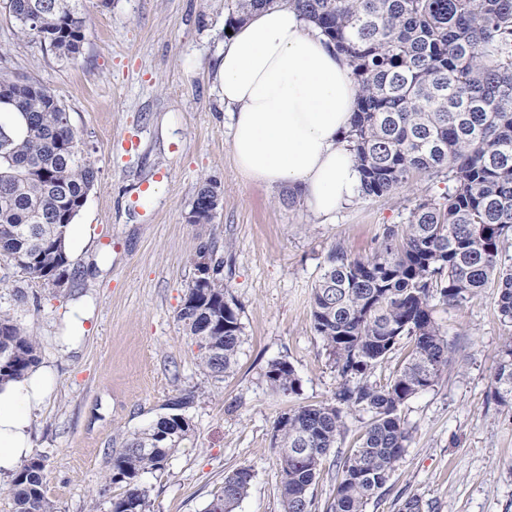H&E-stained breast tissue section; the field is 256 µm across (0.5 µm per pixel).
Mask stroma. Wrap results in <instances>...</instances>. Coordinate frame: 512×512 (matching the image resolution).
<instances>
[{
	"label": "stroma",
	"mask_w": 512,
	"mask_h": 512,
	"mask_svg": "<svg viewBox=\"0 0 512 512\" xmlns=\"http://www.w3.org/2000/svg\"><path fill=\"white\" fill-rule=\"evenodd\" d=\"M88 34L78 59L19 34L0 0V70L49 87L65 105L98 174L74 220L69 279L58 289L0 256V310L39 343L47 393L30 419L33 455L58 512H109L123 485L106 482L125 436L147 428L179 394L196 398L192 430L165 471L144 474L150 512H203L225 474L253 479L236 512H282L274 422L298 404L332 398L341 382L311 317L312 289L332 245L353 259L384 225L406 223L417 200L446 180L414 174L382 197H354L328 219L289 188L245 181L234 166L217 79L231 0H84ZM222 192L211 223L192 224L199 185ZM211 245L238 305L242 344L234 373L205 374L177 320L194 259ZM454 359L431 389L400 408L408 447L366 512H512V408L489 399L512 323L496 288L437 306ZM287 359L298 395H273L268 363ZM371 416L350 414L314 487L312 512L336 491V460Z\"/></svg>",
	"instance_id": "stroma-1"
}]
</instances>
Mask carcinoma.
Segmentation results:
<instances>
[{
    "label": "carcinoma",
    "mask_w": 512,
    "mask_h": 512,
    "mask_svg": "<svg viewBox=\"0 0 512 512\" xmlns=\"http://www.w3.org/2000/svg\"><path fill=\"white\" fill-rule=\"evenodd\" d=\"M229 25L255 10L288 5L314 23L342 54L358 95L344 134L360 173L358 192L381 197L416 172L444 173L448 190L416 203L408 223L384 227L375 250L351 260L331 246L312 293L313 328L345 378L333 401L299 405L280 414L273 448L283 512H312V495L329 451L351 410L371 414L361 442L336 476L326 512H365L407 448L400 407L438 383L453 347L437 320V305L458 306L483 289H499L498 309L512 321V266L501 262L512 238V0H233ZM19 33L34 35L60 57L76 58L87 36L83 0H13ZM9 102L0 112V255L51 284L67 271V228L84 206L98 170L80 147L66 109L37 81L0 74ZM221 200L210 180L196 193L194 224H208ZM196 276L177 320L197 347L207 374L234 372L242 343L239 308L228 299L221 265L200 247ZM407 363L384 386L350 385L384 362L402 338ZM39 362L38 343L0 312V386ZM271 390L290 397L299 379L286 359L268 364ZM194 395L168 404L170 412L131 434L107 480L125 494L111 512H149L144 474L166 468L187 439L191 422L180 410ZM491 399L512 406V337L501 350ZM44 464L24 461L3 493L13 512H57L43 489ZM253 475L224 476L222 494L204 512H235Z\"/></svg>",
    "instance_id": "carcinoma-1"
}]
</instances>
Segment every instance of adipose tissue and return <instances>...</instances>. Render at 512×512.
<instances>
[{
    "instance_id": "adipose-tissue-1",
    "label": "adipose tissue",
    "mask_w": 512,
    "mask_h": 512,
    "mask_svg": "<svg viewBox=\"0 0 512 512\" xmlns=\"http://www.w3.org/2000/svg\"><path fill=\"white\" fill-rule=\"evenodd\" d=\"M231 149L248 182L299 192L320 216L359 186L348 130L357 87L344 58L295 9L269 8L237 26L218 68ZM42 378L0 386V470L31 450L29 416L44 399Z\"/></svg>"
}]
</instances>
